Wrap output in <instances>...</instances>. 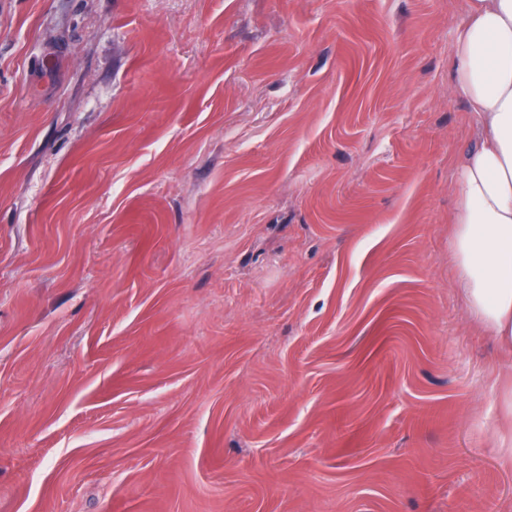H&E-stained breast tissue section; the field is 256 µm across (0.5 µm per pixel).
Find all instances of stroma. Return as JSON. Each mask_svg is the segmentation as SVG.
Returning <instances> with one entry per match:
<instances>
[{"mask_svg":"<svg viewBox=\"0 0 512 512\" xmlns=\"http://www.w3.org/2000/svg\"><path fill=\"white\" fill-rule=\"evenodd\" d=\"M468 10L0 0V512H512Z\"/></svg>","mask_w":512,"mask_h":512,"instance_id":"1","label":"stroma"}]
</instances>
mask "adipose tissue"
<instances>
[{
    "label": "adipose tissue",
    "instance_id": "obj_1",
    "mask_svg": "<svg viewBox=\"0 0 512 512\" xmlns=\"http://www.w3.org/2000/svg\"><path fill=\"white\" fill-rule=\"evenodd\" d=\"M452 70L480 129L457 169L459 290L471 317L512 352V0H470Z\"/></svg>",
    "mask_w": 512,
    "mask_h": 512
}]
</instances>
